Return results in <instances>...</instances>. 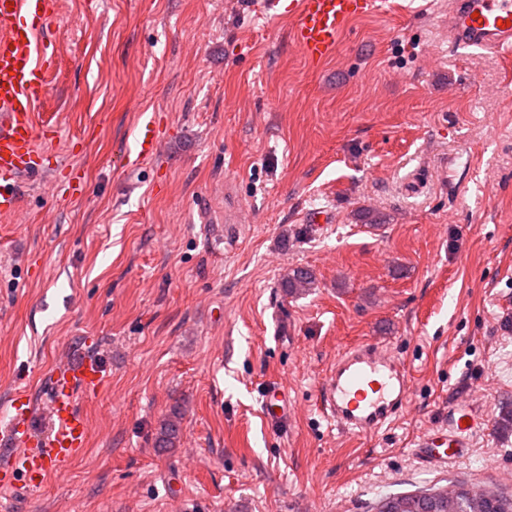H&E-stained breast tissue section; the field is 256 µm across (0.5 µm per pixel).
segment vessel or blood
<instances>
[{
  "label": "vessel or blood",
  "instance_id": "vessel-or-blood-1",
  "mask_svg": "<svg viewBox=\"0 0 512 512\" xmlns=\"http://www.w3.org/2000/svg\"><path fill=\"white\" fill-rule=\"evenodd\" d=\"M56 0H0V214L12 215L21 207L24 177L55 175L49 155L35 141L39 104L51 94L46 75L52 41L47 21ZM388 0H296L292 39L305 57L323 61L338 51L350 23L367 14H385ZM448 41L459 48L478 47L500 54L512 53V0H449L448 14L440 18ZM163 138L155 119L141 125L137 146L125 165L139 168L159 154ZM107 376L95 357L64 365L52 375L49 412L56 423L52 434L26 439L0 463V485L38 492L50 473L76 456L87 444L88 422L76 406L75 395L105 384ZM412 387L405 363L381 353L370 341L345 349L320 390L323 416L338 430L370 434L400 416ZM271 422L286 409L283 389L265 392ZM485 421L472 408L459 404L448 414V425L419 444L416 453L429 465L463 458Z\"/></svg>",
  "mask_w": 512,
  "mask_h": 512
}]
</instances>
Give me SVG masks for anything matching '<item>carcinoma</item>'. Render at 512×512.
Listing matches in <instances>:
<instances>
[{"instance_id": "obj_1", "label": "carcinoma", "mask_w": 512, "mask_h": 512, "mask_svg": "<svg viewBox=\"0 0 512 512\" xmlns=\"http://www.w3.org/2000/svg\"><path fill=\"white\" fill-rule=\"evenodd\" d=\"M313 279L309 270L295 268L281 281L280 287L290 294H301L312 287ZM181 435V413L174 409L160 426L155 446L161 449L173 448ZM464 489L462 494L454 497L439 494L427 497L420 491L415 494H389L381 497L379 502H397V512H512V495L501 498H485L483 490L465 482L458 483Z\"/></svg>"}]
</instances>
